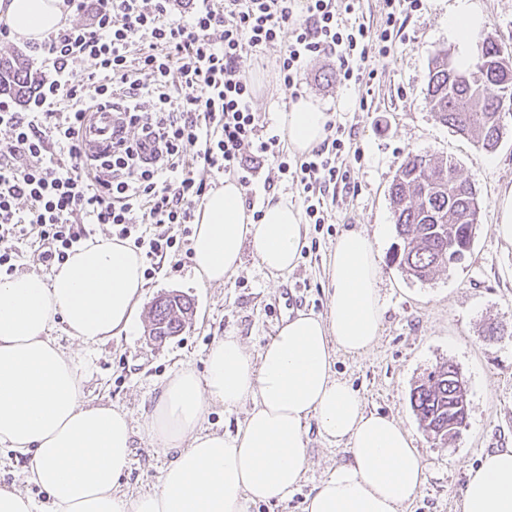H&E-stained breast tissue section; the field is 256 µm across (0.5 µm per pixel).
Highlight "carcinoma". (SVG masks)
<instances>
[{"label":"carcinoma","mask_w":512,"mask_h":512,"mask_svg":"<svg viewBox=\"0 0 512 512\" xmlns=\"http://www.w3.org/2000/svg\"><path fill=\"white\" fill-rule=\"evenodd\" d=\"M39 83L25 55L0 54V95L21 100ZM426 96L439 121L474 140L480 151L494 150L502 135V109L512 99V46L486 38L475 44L472 62L459 70L438 53L426 76ZM394 223L401 240L393 260L409 275L426 280L461 257L448 254V238L471 246L481 216L472 184L450 160L412 155L398 169L390 187ZM189 300L157 299L148 319L150 333L163 340L177 335L190 320ZM465 384L456 367L442 365L410 393V405L425 432L455 437L468 409L460 404Z\"/></svg>","instance_id":"1"}]
</instances>
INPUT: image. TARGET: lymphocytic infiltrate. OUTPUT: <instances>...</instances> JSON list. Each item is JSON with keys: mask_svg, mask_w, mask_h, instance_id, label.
<instances>
[{"mask_svg": "<svg viewBox=\"0 0 512 512\" xmlns=\"http://www.w3.org/2000/svg\"><path fill=\"white\" fill-rule=\"evenodd\" d=\"M90 12L31 43L46 69L23 108L0 100V272L12 273L20 243L35 244L46 268L63 264L99 224L143 250L151 270L190 251L183 224L193 223L209 185L196 169L236 176L252 188L264 162L302 191L304 218L325 223L324 196L349 184L344 142L327 122L323 142L293 159L279 135L262 137L245 54L282 45L279 79L299 88L311 58L336 56L344 80L369 84L371 55H388L397 36L396 0L383 25H345L357 0H66ZM86 65L75 77V62ZM125 111L127 132L100 159L86 156L83 129L94 112ZM153 140L155 162L140 139Z\"/></svg>", "mask_w": 512, "mask_h": 512, "instance_id": "f902f5d3", "label": "lymphocytic infiltrate"}]
</instances>
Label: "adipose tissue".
Returning a JSON list of instances; mask_svg holds the SVG:
<instances>
[{
    "label": "adipose tissue",
    "instance_id": "adipose-tissue-1",
    "mask_svg": "<svg viewBox=\"0 0 512 512\" xmlns=\"http://www.w3.org/2000/svg\"><path fill=\"white\" fill-rule=\"evenodd\" d=\"M67 15L64 0H0V22L21 42L62 28ZM483 23L474 0L450 5L459 67L470 63ZM279 120L297 153L326 136L327 116L312 98L299 97ZM306 235L288 201L268 198L256 221L241 186L225 180L206 195L192 226L194 277L223 284L247 247L271 274L288 273ZM379 278L368 234L344 232L332 252L326 315L286 318L255 356L238 337L216 340L204 374L175 373L137 431L125 411L85 398L82 364L52 329L63 323L85 346L131 332L145 288L141 255L99 236L49 276H0V446L27 457V480L47 494L50 512H249L258 502L285 501L301 484L305 427L313 420L323 438L346 443L351 460L307 496L304 512H401L426 481L411 434L366 410L334 371L337 352L362 355L378 339ZM242 405L247 412L235 435L206 431L210 408ZM138 434L171 460L153 490L133 496L121 481ZM462 512H512V447L485 454L468 470Z\"/></svg>",
    "mask_w": 512,
    "mask_h": 512
}]
</instances>
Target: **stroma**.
<instances>
[{
	"instance_id": "35a3bbf8",
	"label": "stroma",
	"mask_w": 512,
	"mask_h": 512,
	"mask_svg": "<svg viewBox=\"0 0 512 512\" xmlns=\"http://www.w3.org/2000/svg\"><path fill=\"white\" fill-rule=\"evenodd\" d=\"M451 2L423 0L391 54L370 58V87L345 81L334 57L322 55L309 64L300 93L334 113L356 189H340L328 197L327 221L309 225L307 244L292 271L270 275L247 248L239 269L223 285L204 286L193 276L190 257L182 255L165 260L146 280L137 326L129 335L86 347L55 327L63 349L83 364V389L89 399L123 409L133 426H141L176 369L203 373L215 340L239 337L255 355L286 318L300 312L326 313L328 263L336 241L348 229L361 228L376 236L383 320L369 353H338L336 376L356 391L368 410L403 421L411 432L426 464L427 481L403 512H461L468 469L485 453L512 445V245L493 231L499 219L496 203L512 190V104L502 111V138L490 152L477 151L471 139L442 124L432 112L425 85L431 61L440 52L457 51L448 31ZM475 3L484 16L480 37L512 44V0ZM281 52V46H271L241 62L254 85L253 109L274 129L279 113L290 111L293 103L291 90L277 77ZM414 154L453 161L483 204L470 252L426 281L411 278L391 261L398 239L389 187ZM171 292L192 301L193 317L179 335L151 341L149 307ZM492 326L499 328V335H489ZM446 362L466 381L470 405L459 435L444 442L421 429L409 394ZM306 439L308 466L300 486L286 501L259 503L250 512H303L310 492L350 459L344 445L320 436L316 422L308 423ZM167 463V456L148 439L136 438L123 489H152ZM26 465V458L0 447V487L17 489L37 507H45L44 492L25 479Z\"/></svg>"
}]
</instances>
